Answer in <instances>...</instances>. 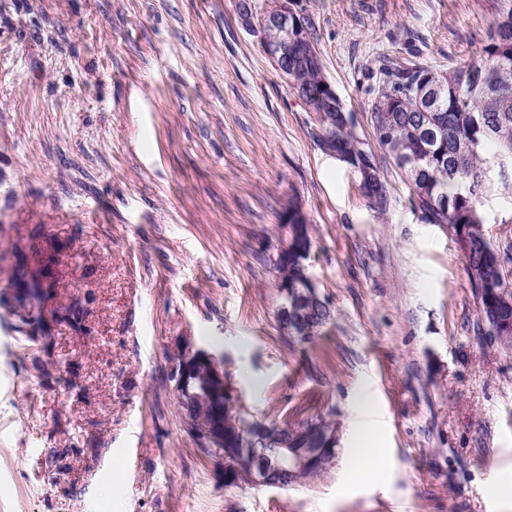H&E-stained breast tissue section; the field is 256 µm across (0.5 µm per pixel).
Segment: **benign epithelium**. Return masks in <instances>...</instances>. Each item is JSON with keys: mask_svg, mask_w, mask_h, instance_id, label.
<instances>
[{"mask_svg": "<svg viewBox=\"0 0 512 512\" xmlns=\"http://www.w3.org/2000/svg\"><path fill=\"white\" fill-rule=\"evenodd\" d=\"M239 23L255 36L265 55L280 74L287 87L299 93L298 75L301 71L319 65L312 48L305 43L304 16L288 7L286 0H239L236 3ZM280 25L283 29L293 26V34L283 35L277 41L265 38L266 26ZM309 111L315 113L319 133L328 136L327 130L336 126V91L325 83L323 93L309 100ZM307 223L306 217L287 210L283 216V237L278 251V264L285 270L276 275L281 302L277 320L282 331L300 340L314 334L311 321L312 307L330 305L317 293L309 269H304L302 280L288 279V259L302 261L306 251L294 245L296 229ZM168 381L181 397L184 429L203 447L214 450L213 456L224 461V484L237 485L245 477L255 485L270 486L272 475H294L305 466H317L325 454L337 452L339 433L324 434L309 426L283 428L250 419L240 400L229 387L224 376V358L194 345L183 342L171 361ZM232 397L235 419L224 415V398ZM245 433L254 444L263 443L278 449L274 456H264L247 448L239 433ZM298 445L288 451V443Z\"/></svg>", "mask_w": 512, "mask_h": 512, "instance_id": "benign-epithelium-1", "label": "benign epithelium"}]
</instances>
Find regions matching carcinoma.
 <instances>
[{"mask_svg": "<svg viewBox=\"0 0 512 512\" xmlns=\"http://www.w3.org/2000/svg\"><path fill=\"white\" fill-rule=\"evenodd\" d=\"M324 70L312 67L300 74L302 89L322 93ZM430 88L428 104L413 86ZM370 121L375 140L395 166L405 169L412 187V203L430 224H446L465 260L478 311L477 331L491 345L512 354V262L490 241L485 225L490 216L485 200L495 196L512 202V181L487 180L490 165L502 157L512 160V4L503 8L480 54L458 68L441 71L412 64L386 69L374 92ZM354 123L336 116V131L321 149L346 156L356 172L378 168L365 142L353 137ZM365 196L382 213L386 186L377 177ZM314 336L333 320L315 306L311 314Z\"/></svg>", "mask_w": 512, "mask_h": 512, "instance_id": "1", "label": "carcinoma"}]
</instances>
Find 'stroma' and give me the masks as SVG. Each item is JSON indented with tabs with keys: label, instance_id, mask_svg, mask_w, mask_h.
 <instances>
[{
	"label": "stroma",
	"instance_id": "obj_1",
	"mask_svg": "<svg viewBox=\"0 0 512 512\" xmlns=\"http://www.w3.org/2000/svg\"><path fill=\"white\" fill-rule=\"evenodd\" d=\"M500 0H296L354 131L380 59L476 57ZM236 0H0V512H506L512 355L476 334L464 259L380 159L389 204L322 151ZM334 321L284 336L287 207ZM45 294L22 324L18 299ZM255 418L335 420L319 478L224 484L167 381L184 338ZM390 465L345 464L362 396Z\"/></svg>",
	"mask_w": 512,
	"mask_h": 512
}]
</instances>
